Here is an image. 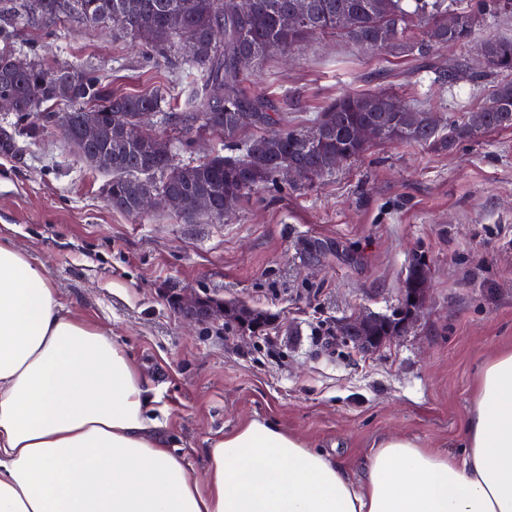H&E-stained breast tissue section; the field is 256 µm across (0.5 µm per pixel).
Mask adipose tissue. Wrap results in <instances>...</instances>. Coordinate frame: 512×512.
<instances>
[{"instance_id": "ef3b65f1", "label": "adipose tissue", "mask_w": 512, "mask_h": 512, "mask_svg": "<svg viewBox=\"0 0 512 512\" xmlns=\"http://www.w3.org/2000/svg\"><path fill=\"white\" fill-rule=\"evenodd\" d=\"M162 412L111 330L0 239V512H512V350L479 375L463 456L391 435L358 482L258 420L212 443L195 478Z\"/></svg>"}]
</instances>
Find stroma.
Here are the masks:
<instances>
[{"instance_id": "stroma-1", "label": "stroma", "mask_w": 512, "mask_h": 512, "mask_svg": "<svg viewBox=\"0 0 512 512\" xmlns=\"http://www.w3.org/2000/svg\"><path fill=\"white\" fill-rule=\"evenodd\" d=\"M512 37V9L466 44L427 59L366 50L332 34L277 52L244 86L291 126L310 125L343 93L383 92L442 120L475 108L493 76L480 44ZM17 42L48 70L91 67L112 92L159 86L184 109L188 67L142 54L109 27L60 21ZM460 63L456 83L435 66ZM17 150L0 153V236L45 266L63 302L111 328L160 397L167 435L202 477L205 450L258 419L326 451L351 479L386 435L462 454L474 385L498 351L512 349V128L447 150L370 143L358 160L298 189L243 198L229 220L188 223L153 209L133 217L106 200V173L87 167L54 128L29 136L0 112ZM339 243L358 258L309 264L306 241ZM427 268L425 304L406 331L371 354L336 335L355 315H387L415 260ZM190 296L265 317L256 332L227 318L187 319Z\"/></svg>"}]
</instances>
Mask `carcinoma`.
Here are the masks:
<instances>
[{"label": "carcinoma", "instance_id": "1", "mask_svg": "<svg viewBox=\"0 0 512 512\" xmlns=\"http://www.w3.org/2000/svg\"><path fill=\"white\" fill-rule=\"evenodd\" d=\"M306 2L300 24L288 30L281 18ZM11 0L0 16V98L15 104L14 114L23 121L39 113L42 126L54 122V113L65 106L61 123L64 142L82 160L100 149L83 143L78 131L84 121L95 120L112 131V179L106 199L113 209L130 216L144 214L139 199L153 192L159 206L187 222L197 214L183 211L181 202L190 196L210 197L213 209L208 216L222 220L224 197L240 201L244 195L280 182L279 169L291 163L301 187L336 172L343 162L361 157L368 146L351 138L359 124L378 127L380 142H413L428 147L447 148L464 139H475L499 128L512 127V39H491L480 50L488 59V69L508 75L493 85L486 99L497 107L484 113L482 128L472 131L467 121L442 125L433 113L407 107L417 114L413 127L404 116L387 108L393 97L383 94H343L314 119L319 129L316 140H305L307 129L288 126L268 112L261 97L248 93L239 60L252 62L276 49H290L312 36L337 34L371 50L391 49L423 58L433 49L470 41L478 26L473 18L512 8V0H477L462 7L458 0ZM462 15L454 29H448V10ZM64 18L93 24L110 23L141 46L145 55L168 59L183 53L184 63L199 73L197 85L181 112L164 109L167 91L155 89L140 94H114L95 70L61 67L48 71L33 59L24 61L14 49L16 28L28 23L46 27ZM223 90L215 95V88ZM157 114L169 130L151 142L139 136L143 113ZM256 114V135L238 137V114ZM207 132L224 141L226 154L216 150L199 161L184 162L180 154H190L195 136ZM304 251L312 263L321 262L330 248L324 241L310 240ZM426 269L415 261L406 287L423 288ZM232 317L252 332L265 324L259 314L239 310Z\"/></svg>", "mask_w": 512, "mask_h": 512}]
</instances>
